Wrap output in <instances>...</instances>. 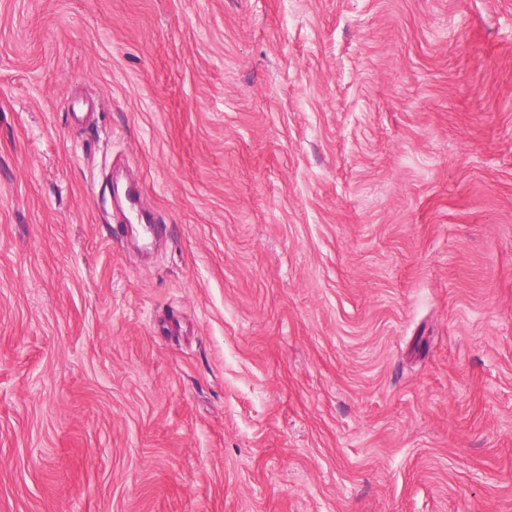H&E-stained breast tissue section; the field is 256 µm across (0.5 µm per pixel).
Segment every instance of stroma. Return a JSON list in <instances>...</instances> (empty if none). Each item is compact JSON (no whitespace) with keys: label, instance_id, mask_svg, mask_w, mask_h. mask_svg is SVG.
<instances>
[{"label":"stroma","instance_id":"stroma-1","mask_svg":"<svg viewBox=\"0 0 512 512\" xmlns=\"http://www.w3.org/2000/svg\"><path fill=\"white\" fill-rule=\"evenodd\" d=\"M0 512H512V0H0Z\"/></svg>","mask_w":512,"mask_h":512}]
</instances>
